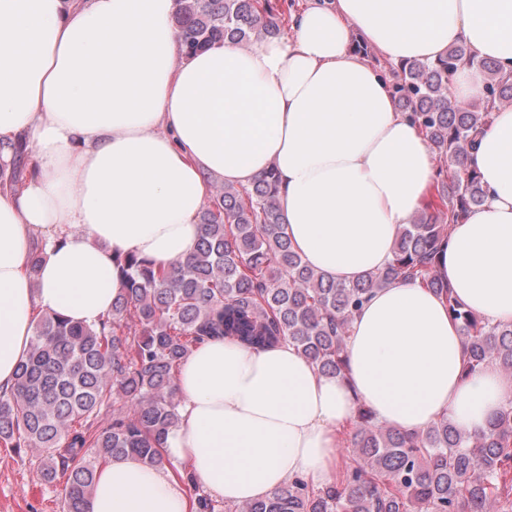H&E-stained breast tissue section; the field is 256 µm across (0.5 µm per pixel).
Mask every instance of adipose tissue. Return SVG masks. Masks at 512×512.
Returning a JSON list of instances; mask_svg holds the SVG:
<instances>
[{
	"mask_svg": "<svg viewBox=\"0 0 512 512\" xmlns=\"http://www.w3.org/2000/svg\"><path fill=\"white\" fill-rule=\"evenodd\" d=\"M176 0H0V390L14 383L37 315L98 323L123 290L119 257L167 267L203 233L209 182L268 170L293 249L342 284L384 271L438 167L398 108L394 64L465 45L450 97L480 99L492 59L512 68V0H313L287 37L189 54ZM25 177L11 184L15 152ZM485 189L434 267L456 298L512 323V108L465 160ZM345 370L326 375L290 342L206 341L182 362L179 420L164 450L213 497L245 503L294 478L334 482L358 407L408 434L441 417L477 434L512 403L497 364L464 375L445 300L413 281L372 290ZM87 512H190L182 484L134 457L98 471Z\"/></svg>",
	"mask_w": 512,
	"mask_h": 512,
	"instance_id": "1",
	"label": "adipose tissue"
}]
</instances>
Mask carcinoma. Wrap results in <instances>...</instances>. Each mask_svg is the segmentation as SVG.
I'll return each mask as SVG.
<instances>
[{
	"instance_id": "obj_1",
	"label": "carcinoma",
	"mask_w": 512,
	"mask_h": 512,
	"mask_svg": "<svg viewBox=\"0 0 512 512\" xmlns=\"http://www.w3.org/2000/svg\"><path fill=\"white\" fill-rule=\"evenodd\" d=\"M291 7L286 0H178V37L196 52L276 36ZM471 63L466 48L453 45L434 62L383 68L437 158L459 165L491 112L512 101V71L496 61L480 63L482 101L450 98L448 78ZM438 178L428 205L399 231L389 266L352 284L315 272L292 249L273 172L250 187L217 189L186 261L158 269L135 255L118 259L123 294L99 325L60 314L37 318L15 382L0 393V445L41 449L43 480L64 479L62 512H86L99 461L133 456L151 467L170 464L161 444L178 423L176 375L192 347L224 339L269 349L287 340L320 372L340 375L354 313L373 289L400 280L418 279L446 298L466 347L465 374L487 362L512 373V323H489L432 275L451 225L485 196L472 170H441ZM347 443L358 463L335 484L315 493L296 478L241 512H490L501 498L512 508V405L474 435L446 418L408 435L360 407ZM183 479L193 512H215L193 475Z\"/></svg>"
}]
</instances>
